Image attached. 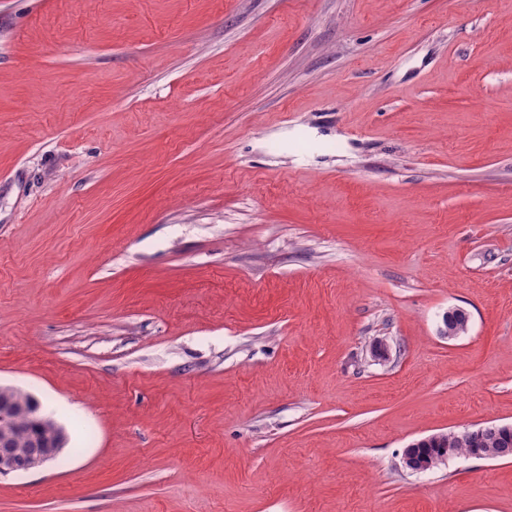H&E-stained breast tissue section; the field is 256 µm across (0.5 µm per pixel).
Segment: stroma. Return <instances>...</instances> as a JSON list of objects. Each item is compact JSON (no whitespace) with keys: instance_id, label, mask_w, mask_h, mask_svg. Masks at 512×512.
<instances>
[{"instance_id":"obj_1","label":"stroma","mask_w":512,"mask_h":512,"mask_svg":"<svg viewBox=\"0 0 512 512\" xmlns=\"http://www.w3.org/2000/svg\"><path fill=\"white\" fill-rule=\"evenodd\" d=\"M1 385L0 512H512V0H0ZM17 414L26 416L30 426L35 427L48 419L42 411L40 402L35 398H32L29 406L21 407H13L8 401H0V476L24 474L41 467L53 461L67 443V435L62 432L54 435V440L48 443H44L39 438L32 439L31 448H29L32 428L23 419H19L13 429L12 448H9L7 434L11 431V422ZM439 435L446 442H440L438 446H433L432 443H422L418 447L421 448L422 455L435 453V448H453L448 450L447 458L440 461L436 467L445 465L449 459L457 456H472L475 448H480L488 456L487 459L512 457V434L504 432L500 425Z\"/></svg>"}]
</instances>
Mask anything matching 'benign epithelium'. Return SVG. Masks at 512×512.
<instances>
[{
	"mask_svg": "<svg viewBox=\"0 0 512 512\" xmlns=\"http://www.w3.org/2000/svg\"><path fill=\"white\" fill-rule=\"evenodd\" d=\"M17 414L26 416L30 425L35 427L47 420L40 402L35 398L29 405L21 407H14L8 401H0V476L24 474L41 467L53 461L67 443V435L62 432L54 435V440L48 443L39 438L34 439L31 447L25 450L9 447L7 434L11 431V422ZM404 462L408 468L415 471H422L430 467V463L416 453L414 444L407 447Z\"/></svg>",
	"mask_w": 512,
	"mask_h": 512,
	"instance_id": "1",
	"label": "benign epithelium"
}]
</instances>
